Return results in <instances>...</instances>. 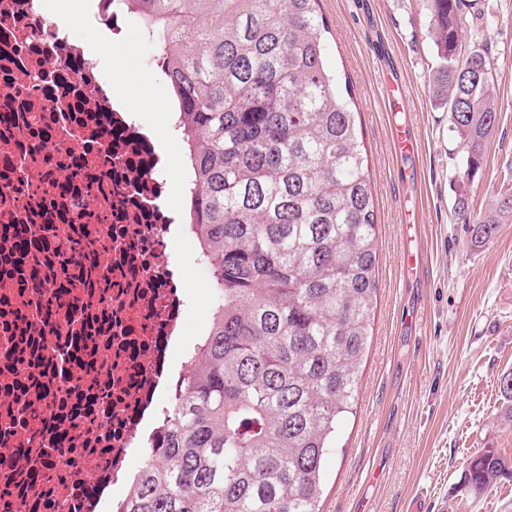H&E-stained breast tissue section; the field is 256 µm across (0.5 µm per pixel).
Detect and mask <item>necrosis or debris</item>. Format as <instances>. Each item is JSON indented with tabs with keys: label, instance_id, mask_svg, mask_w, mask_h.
<instances>
[{
	"label": "necrosis or debris",
	"instance_id": "4bbe7bcc",
	"mask_svg": "<svg viewBox=\"0 0 512 512\" xmlns=\"http://www.w3.org/2000/svg\"><path fill=\"white\" fill-rule=\"evenodd\" d=\"M114 45L143 23L94 0ZM167 163L46 0H0V512H125L209 331L185 325Z\"/></svg>",
	"mask_w": 512,
	"mask_h": 512
}]
</instances>
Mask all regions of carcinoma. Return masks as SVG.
Returning <instances> with one entry per match:
<instances>
[{
  "label": "carcinoma",
  "instance_id": "cac0c4a2",
  "mask_svg": "<svg viewBox=\"0 0 512 512\" xmlns=\"http://www.w3.org/2000/svg\"><path fill=\"white\" fill-rule=\"evenodd\" d=\"M183 112L189 210L213 313L190 374L148 447L126 512H319L323 462L353 412L377 297L376 211L349 82L337 91L319 0H135ZM466 0H431L443 65L434 93L482 166L498 112L490 63H460ZM474 242L512 222V186ZM508 472L487 448L475 495Z\"/></svg>",
  "mask_w": 512,
  "mask_h": 512
}]
</instances>
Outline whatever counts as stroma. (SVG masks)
<instances>
[{
	"label": "stroma",
	"mask_w": 512,
	"mask_h": 512,
	"mask_svg": "<svg viewBox=\"0 0 512 512\" xmlns=\"http://www.w3.org/2000/svg\"><path fill=\"white\" fill-rule=\"evenodd\" d=\"M332 35L328 59L347 78L376 204L377 298L357 405L338 426L324 462L320 512H512V478L481 495L465 468L487 448L512 462V421L499 378L512 371V223L474 245L455 201L485 212L512 180V0H469L467 49L483 51L499 100L481 170L464 179L466 155L433 93L442 60L427 31L428 0H320ZM106 73L154 127L166 79L153 47L131 32L106 48ZM417 140L397 153L392 133Z\"/></svg>",
	"instance_id": "1"
}]
</instances>
